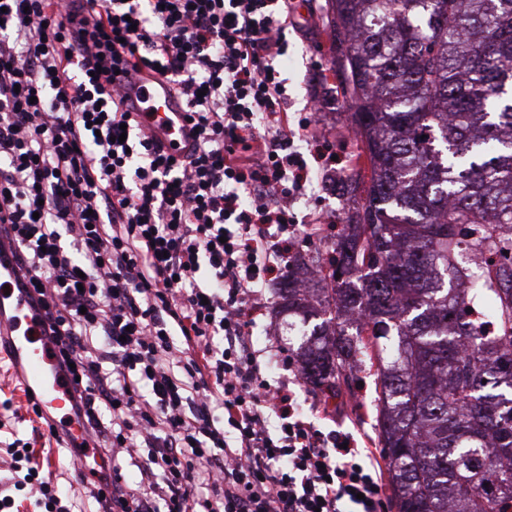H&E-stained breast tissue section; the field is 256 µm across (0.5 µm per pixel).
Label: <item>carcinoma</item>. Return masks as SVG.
<instances>
[{
	"label": "carcinoma",
	"instance_id": "obj_1",
	"mask_svg": "<svg viewBox=\"0 0 512 512\" xmlns=\"http://www.w3.org/2000/svg\"><path fill=\"white\" fill-rule=\"evenodd\" d=\"M369 162L329 287L282 312L303 380L375 367L397 512H512V0H328ZM493 306L495 332L476 314Z\"/></svg>",
	"mask_w": 512,
	"mask_h": 512
}]
</instances>
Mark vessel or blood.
Returning <instances> with one entry per match:
<instances>
[{
  "label": "vessel or blood",
  "mask_w": 512,
  "mask_h": 512,
  "mask_svg": "<svg viewBox=\"0 0 512 512\" xmlns=\"http://www.w3.org/2000/svg\"><path fill=\"white\" fill-rule=\"evenodd\" d=\"M130 95L141 123L167 153H186L191 143V125L166 80L157 74H141ZM0 347L8 350L13 371L23 387L32 391L47 421L58 433L70 434L80 441V448L73 451L74 458H107V449L86 441L78 424L70 421L66 403L74 378L59 370L56 348L42 335L41 313L24 293L0 290Z\"/></svg>",
  "instance_id": "1"
}]
</instances>
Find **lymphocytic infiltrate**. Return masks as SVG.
I'll return each mask as SVG.
<instances>
[{
    "label": "lymphocytic infiltrate",
    "mask_w": 512,
    "mask_h": 512,
    "mask_svg": "<svg viewBox=\"0 0 512 512\" xmlns=\"http://www.w3.org/2000/svg\"><path fill=\"white\" fill-rule=\"evenodd\" d=\"M290 0H0V249L42 312L70 409L103 462L95 512H387L352 434L304 421L253 329L299 238L311 182L276 62ZM171 81L184 158L143 131L122 82ZM0 512L29 490L71 512L11 449Z\"/></svg>",
    "instance_id": "lymphocytic-infiltrate-1"
}]
</instances>
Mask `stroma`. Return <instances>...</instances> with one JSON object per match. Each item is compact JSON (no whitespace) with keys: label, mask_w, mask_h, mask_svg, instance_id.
I'll return each instance as SVG.
<instances>
[{"label":"stroma","mask_w":512,"mask_h":512,"mask_svg":"<svg viewBox=\"0 0 512 512\" xmlns=\"http://www.w3.org/2000/svg\"><path fill=\"white\" fill-rule=\"evenodd\" d=\"M294 27L288 28V50L281 66V76L288 87V111L300 117L311 99H319L321 110L308 129L296 139L310 170L311 184L305 194L296 198L292 210L299 224H306L311 214L328 215L332 224H349L354 220L350 201L351 190L357 176L354 171L360 142L351 125L349 108L339 94L333 74L334 60L338 55L330 26L327 0H294ZM329 143L332 155L337 158L336 179L327 181L322 163L312 151L315 141ZM280 281L270 282L263 290L265 314L257 321L253 346L261 350L267 362L269 379H277L283 369L276 352L270 351L268 332H275L280 342H287L288 327L277 315L280 301ZM12 364L0 353V391L12 394L19 412L0 408V471L4 470L3 458L8 443L33 438V427L40 421L26 404L22 391L17 390V380L11 372ZM290 373L297 383L295 391L304 417L322 430H342L352 433L361 445L374 449L379 445L376 417L378 399L375 378L369 363H362L356 380L343 387L336 397H326L299 378V366H292Z\"/></svg>","instance_id":"obj_1"}]
</instances>
